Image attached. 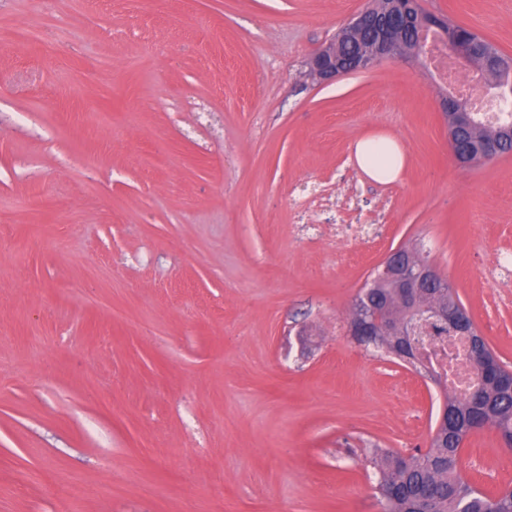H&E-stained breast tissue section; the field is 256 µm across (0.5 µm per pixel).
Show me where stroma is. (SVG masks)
Segmentation results:
<instances>
[{
    "mask_svg": "<svg viewBox=\"0 0 512 512\" xmlns=\"http://www.w3.org/2000/svg\"><path fill=\"white\" fill-rule=\"evenodd\" d=\"M367 3L0 0V512H382L446 393L349 312L414 240L512 368V155L460 166L410 63L301 77ZM421 3L512 56V0ZM462 473L512 486L495 430ZM380 156L381 160L375 157ZM361 170L372 180L391 182L398 179L405 165V154L396 139L387 135L365 137L356 145ZM388 325L382 324L379 320L371 317L369 314L361 315L352 319L349 324L351 336H354L359 342L367 344L375 343L373 336H382Z\"/></svg>",
    "mask_w": 512,
    "mask_h": 512,
    "instance_id": "35a3bbf8",
    "label": "stroma"
}]
</instances>
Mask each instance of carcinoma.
Listing matches in <instances>:
<instances>
[{
  "label": "carcinoma",
  "instance_id": "1",
  "mask_svg": "<svg viewBox=\"0 0 512 512\" xmlns=\"http://www.w3.org/2000/svg\"><path fill=\"white\" fill-rule=\"evenodd\" d=\"M393 13L396 14L391 33L393 42L399 46L401 55L423 69L428 68V59L424 47L417 45L418 29L439 21L443 26L440 41L444 47L458 51L457 61L463 68L483 67L497 77L512 70L511 56L450 17L427 11L419 0H396L391 13L387 11L386 0H373L375 24L390 21ZM363 47L374 53V28L370 26L351 35L338 32L327 49L336 54L341 68L350 70L356 66ZM508 123L504 119L495 126L471 125L460 136L474 141L495 138L503 152H512ZM459 304L461 300L450 285L412 308L380 272L358 296L353 314L378 312L394 325L413 320L436 306ZM397 342L413 351L407 336H384L377 351L386 358L405 362L407 358L397 354ZM476 349L482 360L480 382L465 399L446 398L448 426L434 430L429 450L402 455L386 448L375 449L372 463L383 512H512V488L487 493L471 485L461 474L463 446L476 431L492 428L503 445L512 446V372L499 363L485 342H479Z\"/></svg>",
  "mask_w": 512,
  "mask_h": 512
}]
</instances>
